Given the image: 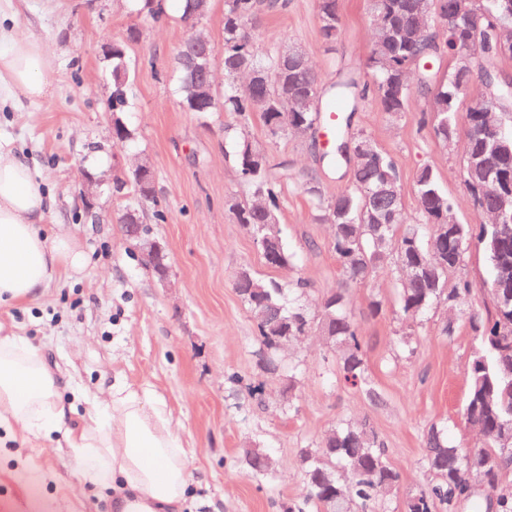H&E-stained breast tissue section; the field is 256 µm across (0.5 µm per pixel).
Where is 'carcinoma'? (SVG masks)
<instances>
[{
	"mask_svg": "<svg viewBox=\"0 0 512 512\" xmlns=\"http://www.w3.org/2000/svg\"><path fill=\"white\" fill-rule=\"evenodd\" d=\"M418 0H368L373 17L372 49L365 63L369 77L357 68H346L328 85L322 82L311 63L293 62L280 69L278 56L259 53L254 34L262 18L284 11L287 0H224V39L212 45L224 56V92L221 105L212 112H229L245 125L257 115L270 142L302 131L319 137L324 112L333 101L343 103L336 124V148L322 150L318 161L332 172L351 162L345 139L353 145L367 138L362 131H351L352 113L361 100L372 95L381 105L386 119L393 122L407 111L412 93L409 74L427 75L420 64L451 54L454 67L435 84H421L431 95L427 123L443 143L455 140L459 125L466 127L465 176H481L467 185L474 204L493 200L498 183L512 182V148L499 152L482 128L489 120L512 128V112L489 114L485 108L501 93L496 81L484 83L482 99L458 111V104L473 78L472 51L479 50L482 67H495L512 57V41L498 48H478L495 29L512 27V0H435L431 27L422 30L417 20ZM137 14L122 38L112 42V126H124L119 113L128 103L130 65L126 49L139 39L141 26L159 23L160 9L155 0H134ZM320 34L327 44L342 33V18L337 0H317ZM196 50L183 43L174 62L179 75L180 104L193 111L198 93V77L189 67ZM266 70L286 80L288 92L271 84H251V73ZM267 152L259 142L245 134L233 141V154L241 181L247 184L251 199L230 197L225 206L255 240L266 238L270 248L262 252L270 268H283L293 262L282 236L278 214L276 181L271 163L261 169L251 165L253 156ZM384 179L400 182L399 168L391 155L377 148L374 155L354 162L351 184L327 197L320 177L312 170L299 173L321 221L332 225L331 248L341 269L342 280L310 307L303 301L307 284L300 281L290 288L276 279L259 277L250 268L240 269L234 281L238 296L254 318L259 340L266 348L267 370H280L279 352L311 333L322 336L334 357L345 384L365 393L379 405L383 394L370 384L365 359L366 342L353 319L348 288L366 283L381 273L396 277L399 290V315L405 322L397 341L401 354L412 358L417 353L413 336L422 319L438 307L453 310L464 304L472 292L471 284L460 280L448 284V276L464 260L471 246L482 249L491 277L507 274L506 286L492 290V311L487 316L474 313L471 328L479 344L468 374L464 418L475 432L474 442L460 448L448 442L445 428L432 425L424 435V466L428 483L410 495L404 512H456L463 504L472 512H512V441L504 443L503 432L512 433V239L498 238L493 222L473 229L469 224L452 223L455 204L440 187L435 169L424 165L415 180L420 221L411 224L402 202L371 200L366 188ZM112 193L123 198L124 208L118 223L128 224L129 216L143 220L146 209L160 224L165 211L157 193L142 199L135 177L116 175ZM299 373L288 367L283 383V400L288 411L296 410ZM247 466L256 473L274 470L272 457L260 448L244 451ZM304 493L312 512H368L380 505L399 482V473L387 459V450L367 423L342 421L310 448L298 455Z\"/></svg>",
	"mask_w": 512,
	"mask_h": 512,
	"instance_id": "obj_1",
	"label": "carcinoma"
}]
</instances>
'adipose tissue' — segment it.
<instances>
[{
	"label": "adipose tissue",
	"mask_w": 512,
	"mask_h": 512,
	"mask_svg": "<svg viewBox=\"0 0 512 512\" xmlns=\"http://www.w3.org/2000/svg\"><path fill=\"white\" fill-rule=\"evenodd\" d=\"M0 14V98L48 96L50 56ZM49 196L36 170L0 142V307L38 300L61 269L81 271L78 239L43 231ZM0 429L42 439L60 436L73 468L112 491V512H184L188 451L163 402L121 381L93 394L63 386L27 337L0 333Z\"/></svg>",
	"instance_id": "adipose-tissue-1"
}]
</instances>
